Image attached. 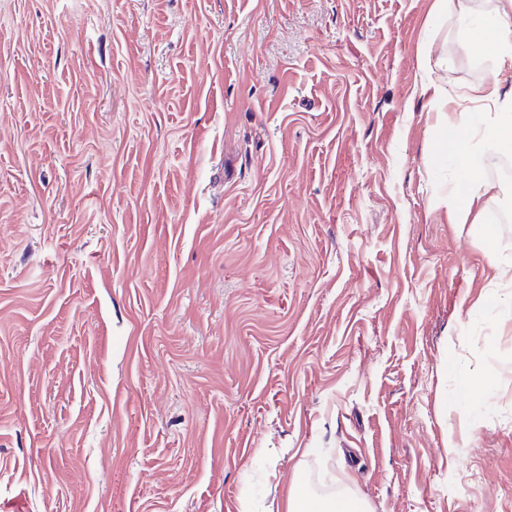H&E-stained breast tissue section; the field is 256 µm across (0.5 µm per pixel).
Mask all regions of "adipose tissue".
<instances>
[{
  "label": "adipose tissue",
  "mask_w": 512,
  "mask_h": 512,
  "mask_svg": "<svg viewBox=\"0 0 512 512\" xmlns=\"http://www.w3.org/2000/svg\"><path fill=\"white\" fill-rule=\"evenodd\" d=\"M459 20L468 36L467 49L480 56L512 58V0H495L492 10L473 17L462 9ZM477 97L488 101L494 117L481 131L478 145H471L467 134H459L451 144L458 163L461 190L450 192L448 209L457 223H468L487 191L481 176V156L512 146V90H504L500 74H493L475 89ZM287 512H365L363 503L351 496L316 499L305 492L301 481H294Z\"/></svg>",
  "instance_id": "obj_1"
}]
</instances>
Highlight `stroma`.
Listing matches in <instances>:
<instances>
[{"instance_id":"stroma-1","label":"stroma","mask_w":512,"mask_h":512,"mask_svg":"<svg viewBox=\"0 0 512 512\" xmlns=\"http://www.w3.org/2000/svg\"><path fill=\"white\" fill-rule=\"evenodd\" d=\"M434 2L0 0V512H512V205L446 204L512 59ZM498 235V231L492 228L487 229L485 233L486 239V250L485 257L487 260L488 267L493 269L499 277H509L512 281V263L510 265H504L498 258L497 251L495 249V239ZM490 382L491 375L489 373H463L459 382L460 397L465 401H470L476 397L478 391H487L490 387ZM363 503L352 496L316 499L305 492V484L295 476L287 512H364Z\"/></svg>"}]
</instances>
